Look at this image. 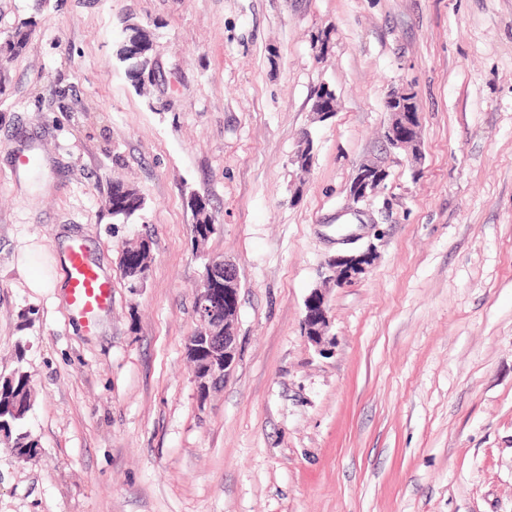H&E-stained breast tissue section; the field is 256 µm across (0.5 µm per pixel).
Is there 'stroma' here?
I'll use <instances>...</instances> for the list:
<instances>
[{
	"mask_svg": "<svg viewBox=\"0 0 512 512\" xmlns=\"http://www.w3.org/2000/svg\"><path fill=\"white\" fill-rule=\"evenodd\" d=\"M128 17L153 34L139 88ZM1 55L0 374L30 375L39 448L0 440V512H512V0H0ZM402 85L416 157L384 139ZM367 160L389 176L350 204ZM116 180L144 200L126 224ZM193 193L216 224L197 248ZM147 235L134 288L119 258ZM66 238L112 284L90 328L31 285L64 277ZM212 258L239 274L238 358L202 402L186 341ZM334 102V92L328 86H323L322 90L319 88L315 93L311 110L317 117L326 120L335 112ZM125 185L133 189L134 193L137 195V198L141 197L136 189L128 184H125L121 181H115L112 183V189L110 191V195H112V204L110 202H108V204L109 210H112V205L115 207L116 216H113V218L118 221V223H121L122 221L128 222L137 214L138 211L142 209H134L135 207L129 208L128 205H126L125 195L122 194V189L125 187ZM370 257V250L331 257L325 264V271L321 272L324 275L323 279L334 281L336 284L347 283L366 272ZM328 312L327 300L321 288L313 289L306 300L302 328L315 344L322 345L325 343L330 323Z\"/></svg>",
	"mask_w": 512,
	"mask_h": 512,
	"instance_id": "obj_1",
	"label": "stroma"
}]
</instances>
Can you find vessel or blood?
Instances as JSON below:
<instances>
[{"instance_id": "b4317fda", "label": "vessel or blood", "mask_w": 512, "mask_h": 512, "mask_svg": "<svg viewBox=\"0 0 512 512\" xmlns=\"http://www.w3.org/2000/svg\"><path fill=\"white\" fill-rule=\"evenodd\" d=\"M66 303L77 313H97L108 308L111 300L109 280L92 264L80 245L66 251Z\"/></svg>"}]
</instances>
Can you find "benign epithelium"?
Returning a JSON list of instances; mask_svg holds the SVG:
<instances>
[{"mask_svg": "<svg viewBox=\"0 0 512 512\" xmlns=\"http://www.w3.org/2000/svg\"><path fill=\"white\" fill-rule=\"evenodd\" d=\"M335 94L327 86L318 90L311 110L326 120L335 112ZM386 111L389 122L384 138L398 150L420 152V105L415 91L409 86L396 87L388 92ZM388 177V172L376 163H363L355 171L348 190L349 201L356 204L376 192ZM370 251L338 254L328 259L324 280L347 283L367 270ZM240 280L236 268L222 259L211 260L205 270L194 299L199 324L196 336L188 339L187 352L204 354L193 368L194 381L200 401L211 390L222 386L232 371L238 352L235 321L239 309ZM329 308L322 290L313 289L306 300L302 318L304 333L316 344L325 343L329 326Z\"/></svg>", "mask_w": 512, "mask_h": 512, "instance_id": "1", "label": "benign epithelium"}]
</instances>
